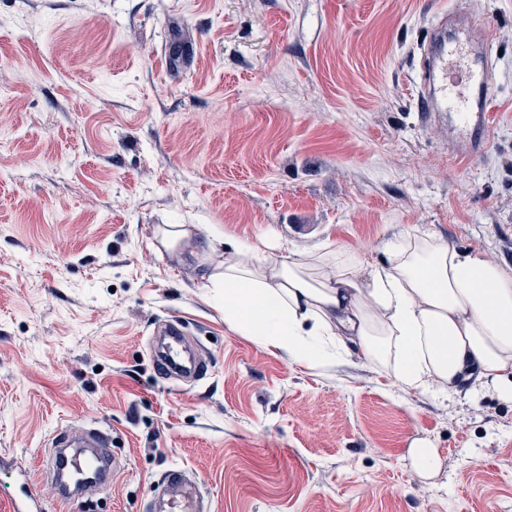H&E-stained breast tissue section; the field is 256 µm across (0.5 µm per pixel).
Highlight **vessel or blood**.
<instances>
[{
    "label": "vessel or blood",
    "mask_w": 512,
    "mask_h": 512,
    "mask_svg": "<svg viewBox=\"0 0 512 512\" xmlns=\"http://www.w3.org/2000/svg\"><path fill=\"white\" fill-rule=\"evenodd\" d=\"M474 34L484 51L480 58L467 59L456 39L439 26L433 41L425 48L422 73L416 88L418 115L429 123L439 112L447 113L457 134L454 157L471 160L491 139L488 112L497 95L489 52V28L477 26ZM158 344L152 353L153 364L165 379L190 380L207 375L209 365L193 353L180 321L169 320L154 330ZM54 488L68 501H87L100 487L111 485L117 475L109 465L112 432L94 426L81 438L58 429L51 435ZM19 492L12 499L10 512H43V498L31 471L15 468ZM154 491L163 512H211L209 498L189 479L184 470L172 469L157 481Z\"/></svg>",
    "instance_id": "vessel-or-blood-1"
}]
</instances>
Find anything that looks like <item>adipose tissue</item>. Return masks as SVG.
<instances>
[{"label":"adipose tissue","mask_w":512,"mask_h":512,"mask_svg":"<svg viewBox=\"0 0 512 512\" xmlns=\"http://www.w3.org/2000/svg\"><path fill=\"white\" fill-rule=\"evenodd\" d=\"M383 255L243 246L205 279L232 332L290 361L322 365L354 343L407 390L452 393L474 373L512 395V271L427 232Z\"/></svg>","instance_id":"obj_1"}]
</instances>
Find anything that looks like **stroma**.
<instances>
[{"mask_svg": "<svg viewBox=\"0 0 512 512\" xmlns=\"http://www.w3.org/2000/svg\"><path fill=\"white\" fill-rule=\"evenodd\" d=\"M450 6L491 29L498 87L463 167L414 92ZM160 224L225 231L214 263L263 239L377 263L423 229L511 270L512 0H0V512L16 466L44 482L51 432L93 424L124 463L103 512H147L174 467L214 512H512L511 397L271 354ZM172 316L200 381L154 370ZM188 225L160 224L156 227L155 238L165 249H183L189 245L191 238V228Z\"/></svg>", "mask_w": 512, "mask_h": 512, "instance_id": "1", "label": "stroma"}]
</instances>
